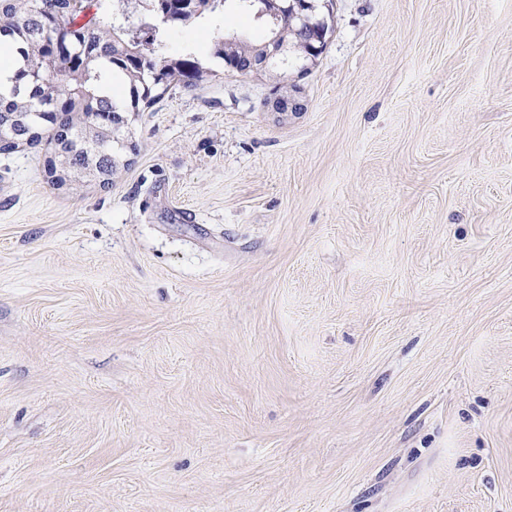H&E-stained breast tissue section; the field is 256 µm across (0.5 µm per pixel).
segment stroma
Segmentation results:
<instances>
[{"mask_svg":"<svg viewBox=\"0 0 512 512\" xmlns=\"http://www.w3.org/2000/svg\"><path fill=\"white\" fill-rule=\"evenodd\" d=\"M108 185L0 154V512H512V0H331Z\"/></svg>","mask_w":512,"mask_h":512,"instance_id":"35a3bbf8","label":"stroma"}]
</instances>
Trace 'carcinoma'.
I'll use <instances>...</instances> for the list:
<instances>
[{
    "label": "carcinoma",
    "mask_w": 512,
    "mask_h": 512,
    "mask_svg": "<svg viewBox=\"0 0 512 512\" xmlns=\"http://www.w3.org/2000/svg\"><path fill=\"white\" fill-rule=\"evenodd\" d=\"M92 2L0 0V38L11 43L17 62L14 88L0 94V126L20 145L48 135L46 166L59 186L71 179L110 183L125 148L126 113L154 100L161 88L210 80L214 70L203 60H265L262 73L280 77L286 68L271 55L274 41L292 50L288 66L313 65L332 32L321 0H278L273 14L266 0H236L239 17L264 24L263 40L209 34L176 55L168 52V33L200 28L204 19L224 13L227 0H103L97 21L77 25ZM299 8L307 18L302 24L292 17Z\"/></svg>",
    "instance_id": "1"
}]
</instances>
